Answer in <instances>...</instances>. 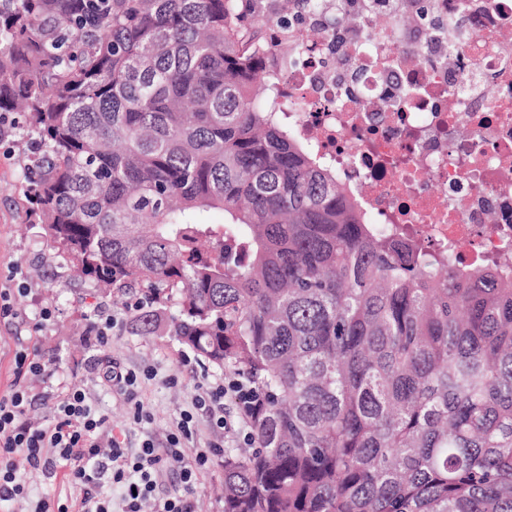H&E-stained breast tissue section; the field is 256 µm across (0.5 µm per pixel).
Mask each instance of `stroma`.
I'll list each match as a JSON object with an SVG mask.
<instances>
[{
	"label": "stroma",
	"instance_id": "obj_1",
	"mask_svg": "<svg viewBox=\"0 0 512 512\" xmlns=\"http://www.w3.org/2000/svg\"><path fill=\"white\" fill-rule=\"evenodd\" d=\"M32 156L28 137L13 131L0 140V289H13L12 302L25 324L0 319V396L10 392L14 380V353L23 345L35 347L63 384L82 389L108 418L114 431H127L132 444L145 437L164 440L183 411L192 407L200 386L223 379L224 372L198 366L188 372L186 360L193 353L161 329L144 335L133 325L135 295L126 304L114 303L87 280L74 278L41 225L31 223L26 210L28 181L25 169ZM25 293H18V286ZM50 309V320H40L41 309ZM117 318L107 344H100L90 329L96 312ZM132 369H153L143 380L139 399L149 419L131 423L123 396L104 384L103 373L112 364ZM224 461L215 459L196 476V512H224Z\"/></svg>",
	"mask_w": 512,
	"mask_h": 512
}]
</instances>
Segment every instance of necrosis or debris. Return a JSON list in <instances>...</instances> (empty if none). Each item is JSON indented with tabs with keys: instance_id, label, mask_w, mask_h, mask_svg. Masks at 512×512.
Segmentation results:
<instances>
[{
	"instance_id": "4bbe7bcc",
	"label": "necrosis or debris",
	"mask_w": 512,
	"mask_h": 512,
	"mask_svg": "<svg viewBox=\"0 0 512 512\" xmlns=\"http://www.w3.org/2000/svg\"><path fill=\"white\" fill-rule=\"evenodd\" d=\"M428 4L447 27L437 41L371 0H346L356 24L315 49L278 52L301 44L306 16L268 25L260 51L284 99L301 104L289 125L372 223L490 263L512 256V0Z\"/></svg>"
}]
</instances>
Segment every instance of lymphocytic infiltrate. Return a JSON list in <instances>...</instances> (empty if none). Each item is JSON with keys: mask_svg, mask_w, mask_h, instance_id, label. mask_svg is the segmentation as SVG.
Instances as JSON below:
<instances>
[{"mask_svg": "<svg viewBox=\"0 0 512 512\" xmlns=\"http://www.w3.org/2000/svg\"><path fill=\"white\" fill-rule=\"evenodd\" d=\"M14 375L11 391L0 397V502L25 495L26 488L18 478L22 467L51 477L60 462H67L68 479L83 489L81 497L75 499L39 498L33 512H142L148 501L153 512H194L190 497L196 473L221 452L220 442H209L198 449L194 466H184L181 448L196 432L194 414L203 412L212 430H226L225 397L240 400L248 395L244 383L233 378L207 386L195 396L192 410L183 413L165 447L147 439L140 448L131 449L119 437L109 436L106 417L91 406L85 391L54 385L53 374L37 350L16 349ZM32 377L45 384L53 400L52 419L46 425L31 421L27 415L30 400L26 382ZM104 434L109 437L110 448L105 456L99 443ZM166 469L176 472L181 490L158 498L154 492ZM106 486L121 488L120 505H113L103 494Z\"/></svg>", "mask_w": 512, "mask_h": 512, "instance_id": "obj_1", "label": "lymphocytic infiltrate"}]
</instances>
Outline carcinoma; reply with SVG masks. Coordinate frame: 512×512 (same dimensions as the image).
I'll list each match as a JSON object with an SVG mask.
<instances>
[{
    "label": "carcinoma",
    "mask_w": 512,
    "mask_h": 512,
    "mask_svg": "<svg viewBox=\"0 0 512 512\" xmlns=\"http://www.w3.org/2000/svg\"><path fill=\"white\" fill-rule=\"evenodd\" d=\"M257 2L0 0L35 220L74 276L140 290L139 332L173 301L171 335L251 388L224 512H512V276L356 207L288 126Z\"/></svg>",
    "instance_id": "obj_1"
}]
</instances>
